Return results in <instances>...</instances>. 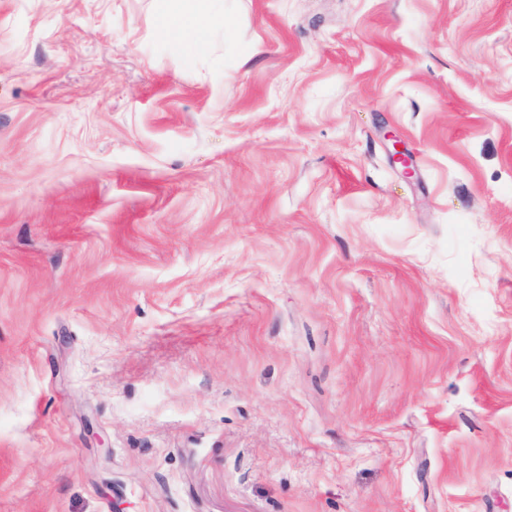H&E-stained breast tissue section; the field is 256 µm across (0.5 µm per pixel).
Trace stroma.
Listing matches in <instances>:
<instances>
[{"label":"stroma","mask_w":512,"mask_h":512,"mask_svg":"<svg viewBox=\"0 0 512 512\" xmlns=\"http://www.w3.org/2000/svg\"><path fill=\"white\" fill-rule=\"evenodd\" d=\"M159 6L0 0V512H512V0ZM210 0H161L159 32L178 42H190L203 29Z\"/></svg>","instance_id":"stroma-1"}]
</instances>
